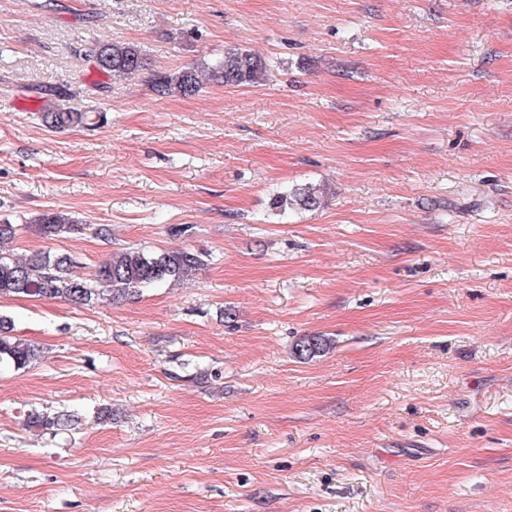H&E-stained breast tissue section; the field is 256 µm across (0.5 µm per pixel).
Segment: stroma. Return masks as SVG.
<instances>
[{
	"mask_svg": "<svg viewBox=\"0 0 512 512\" xmlns=\"http://www.w3.org/2000/svg\"><path fill=\"white\" fill-rule=\"evenodd\" d=\"M112 40L272 77L160 97L98 71ZM61 86L106 121L44 127ZM306 182L323 208L272 214ZM51 209L111 235L42 238ZM1 220L84 275L209 260L121 303L0 298L41 351L0 369V512H512V0H0ZM329 345L330 342L325 336H304L295 344L293 352L297 358L309 360L324 353ZM55 416L47 414L32 413L29 416L28 423L31 427H36L42 430H62L69 427L74 420V416L68 413H57Z\"/></svg>",
	"mask_w": 512,
	"mask_h": 512,
	"instance_id": "1",
	"label": "stroma"
}]
</instances>
